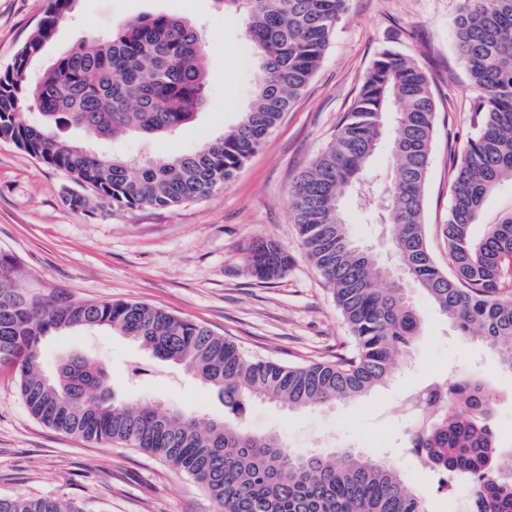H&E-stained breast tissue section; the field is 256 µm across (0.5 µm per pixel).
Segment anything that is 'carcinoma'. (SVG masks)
I'll return each mask as SVG.
<instances>
[{
	"label": "carcinoma",
	"mask_w": 512,
	"mask_h": 512,
	"mask_svg": "<svg viewBox=\"0 0 512 512\" xmlns=\"http://www.w3.org/2000/svg\"><path fill=\"white\" fill-rule=\"evenodd\" d=\"M231 6L243 38L256 48L254 96L239 122L197 149L146 157L137 165L102 157L61 138L73 126L90 138L170 135L206 102V42L182 17L142 16L107 35L86 34L35 81L31 60L55 35L75 0H50L34 35L0 70V140L66 172L91 190L65 201L74 209L173 208L229 182L260 148L281 115L310 83L347 8V0H215ZM455 47L477 94V132L467 139L450 186L442 236L448 269L428 245L424 203L435 137L436 105L427 74L407 55L381 48L336 135L290 189L292 220L347 325L349 348L326 362L284 365L251 356L196 321L134 301L58 304L16 287L17 263L0 254V366L17 373L29 412L86 441L118 440L165 461L209 493L216 512H430L387 458L356 448L296 457L276 435L230 422H203L178 409L115 401L108 373L81 356L62 360L45 382L38 346L65 330L107 328L156 357L183 364L239 417L255 398L290 407L356 399L385 384L422 331L420 309L377 258L360 247L341 210L348 193L378 195L375 221L391 226L395 261L448 318L457 335L490 349L512 373V207L484 224L485 200L512 182V0H461ZM44 117L28 124L24 111ZM391 135L393 174L371 169ZM257 279L284 276L292 259L272 240L249 249ZM275 274H265V269ZM427 416L405 436L404 450L445 477L468 479L465 512H512V463L490 425L496 397L475 373L424 384ZM0 512H82L55 498L0 497Z\"/></svg>",
	"instance_id": "1"
}]
</instances>
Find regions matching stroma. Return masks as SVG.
Returning <instances> with one entry per match:
<instances>
[{
  "mask_svg": "<svg viewBox=\"0 0 512 512\" xmlns=\"http://www.w3.org/2000/svg\"><path fill=\"white\" fill-rule=\"evenodd\" d=\"M47 0H0V69L34 33ZM458 0H349L308 87L284 112L256 153L229 182L173 209L83 211L63 200L74 184L13 143L0 141V251L19 263L26 292L78 301L136 300L202 323L253 356L283 364L331 358L348 342L333 297L306 254L291 217L289 189L330 142L377 52L390 46L429 76L436 101V137L425 193L430 248L447 266L441 226L448 216L454 166L477 131L474 89L454 48ZM168 14L194 21L208 45L207 102L176 135L92 140L76 128L61 137L100 154L132 159L186 153L235 125L252 100L256 55L240 24L211 0H77L66 21L35 58L31 74L86 33L105 34L124 20ZM374 205L344 202L353 235L381 256L391 251L390 227L373 220ZM272 239L292 266L271 282L245 266L253 242ZM424 322L408 356L389 381L367 396L291 409L253 400L244 429L280 436L303 455L335 446L379 444L412 488L428 492L432 512H461L458 484L437 491L433 472L402 449L410 398L427 381L454 372L485 376L497 396L493 425L512 448V374L477 342L458 336L420 292ZM40 363L54 374L60 361L87 355L112 378L120 402L175 407L205 420L225 415L223 399L191 370L151 356L129 337L67 331L42 340ZM0 497H51L85 512H214L208 492L163 461L125 444L87 442L57 431L29 412L12 369L0 367Z\"/></svg>",
  "mask_w": 512,
  "mask_h": 512,
  "instance_id": "obj_1",
  "label": "stroma"
}]
</instances>
